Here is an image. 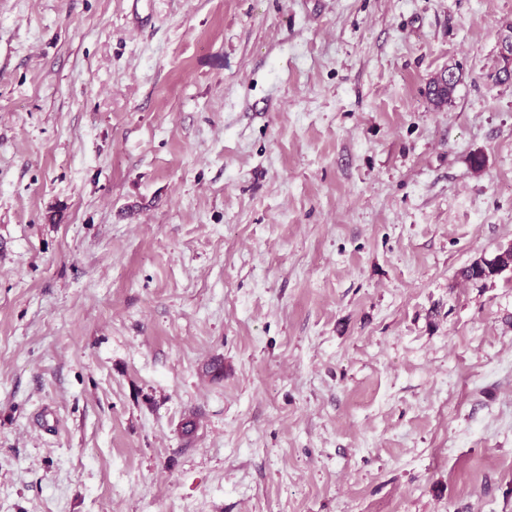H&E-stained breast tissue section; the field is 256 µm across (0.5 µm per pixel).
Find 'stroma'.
Listing matches in <instances>:
<instances>
[{
	"label": "stroma",
	"mask_w": 512,
	"mask_h": 512,
	"mask_svg": "<svg viewBox=\"0 0 512 512\" xmlns=\"http://www.w3.org/2000/svg\"><path fill=\"white\" fill-rule=\"evenodd\" d=\"M511 27L0 0V512H512Z\"/></svg>",
	"instance_id": "stroma-1"
}]
</instances>
